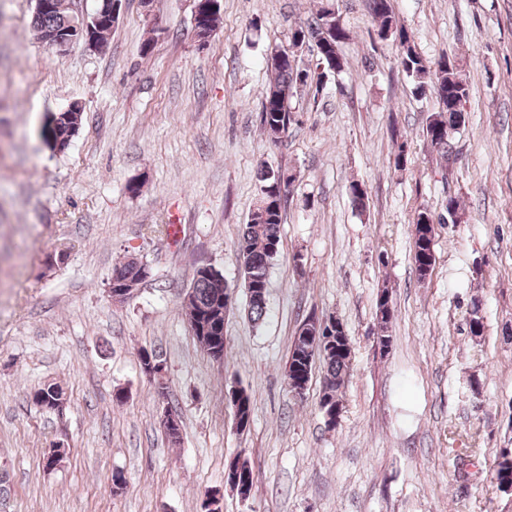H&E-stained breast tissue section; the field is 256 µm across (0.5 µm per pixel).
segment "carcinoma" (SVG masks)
<instances>
[{
  "mask_svg": "<svg viewBox=\"0 0 512 512\" xmlns=\"http://www.w3.org/2000/svg\"><path fill=\"white\" fill-rule=\"evenodd\" d=\"M368 9L377 23L378 33L388 34L398 50L400 65L408 76L417 82V89L423 91L429 84H434L437 91H446L448 96L438 97L441 110L428 117L426 134L434 149L443 157L452 154V144L448 139V130L464 123V116L449 103L448 97L456 96L462 100L468 97V86L458 76L455 62L448 57H441L430 62L416 50L407 31L398 24V19L391 7V0H367ZM323 10H318L315 20L307 25L298 26L303 34L306 46L316 47V65L343 66L340 44L347 39V31L342 26L336 28L321 24ZM75 14L65 4V0H56V7L49 11L33 14L31 25L36 34L48 35L70 27ZM274 79L266 87L261 109V125L268 141L275 147L282 145L288 129L294 122L293 112L288 106L291 97L303 87H315L320 90L321 83H313L317 69L299 68L287 59L271 65ZM78 118L70 117L68 112L57 113L56 124L51 136L54 141L67 143ZM294 177L288 171L273 170L263 167L259 172L260 197L250 219L244 225L237 239V252L241 261L240 276L247 297L248 316L252 323H262L268 314L267 297L252 293L253 285L267 284L271 261L276 256L272 248L279 247L283 212ZM458 201L448 197V211L434 213L427 209L417 213L413 226V260L418 278L423 280L432 269L431 244L433 237L426 233L434 232L432 225L454 222L453 214L458 212ZM142 267L134 261H127L113 268V273L125 280L141 279ZM226 282L224 275L217 271L211 276L195 271L191 293L185 308L212 313L214 320V348H224V320L232 305L224 301ZM319 361L326 368V380L321 399L341 401L340 388L349 374L351 365V340L344 336L337 346L325 347ZM63 396L61 388L55 384L45 385L31 394L33 405L52 410L59 397Z\"/></svg>",
  "mask_w": 512,
  "mask_h": 512,
  "instance_id": "carcinoma-1",
  "label": "carcinoma"
}]
</instances>
